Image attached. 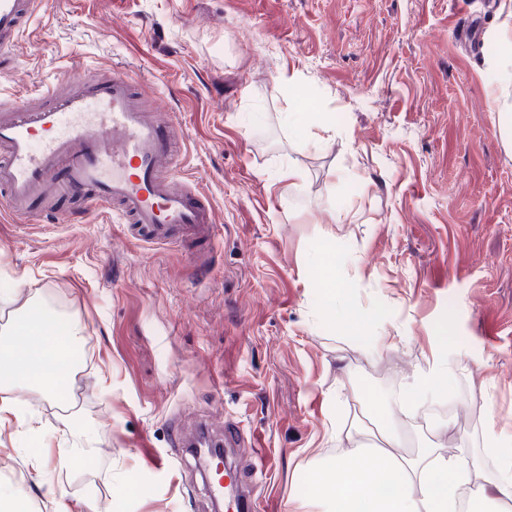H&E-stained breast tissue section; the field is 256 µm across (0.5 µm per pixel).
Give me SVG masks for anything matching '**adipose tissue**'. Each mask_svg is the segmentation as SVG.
Wrapping results in <instances>:
<instances>
[{"label": "adipose tissue", "mask_w": 512, "mask_h": 512, "mask_svg": "<svg viewBox=\"0 0 512 512\" xmlns=\"http://www.w3.org/2000/svg\"><path fill=\"white\" fill-rule=\"evenodd\" d=\"M505 19L489 31L490 41L500 50L488 61L487 79L497 90V123L507 146L512 147V0ZM87 328L74 315L61 316L37 297H29L10 327L0 330V429L13 422L34 431L36 418L27 412L13 390L20 385L35 388L55 399L70 391L74 373L70 356L86 340ZM450 336L440 339L430 369L418 374L405 402L435 394L442 380L454 371L443 349ZM392 402L378 409L387 417L384 443L375 448L357 444L349 452L325 455L313 451L307 463L309 474L288 497L296 512H512V454L502 453L499 437L489 433L486 453L495 458L493 474H485L467 448L444 453L435 445L408 453L401 434L392 424ZM41 450L34 466L45 473L42 486L54 502V512H81V504L69 502L59 490L47 466H76V454L58 452L48 463L43 447L49 436H41Z\"/></svg>", "instance_id": "obj_1"}]
</instances>
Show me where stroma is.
I'll return each mask as SVG.
<instances>
[{"label":"stroma","instance_id":"obj_1","mask_svg":"<svg viewBox=\"0 0 512 512\" xmlns=\"http://www.w3.org/2000/svg\"><path fill=\"white\" fill-rule=\"evenodd\" d=\"M503 0H46L0 68V96L122 66L181 126L174 177L214 205L204 277L187 248L147 244L98 211L16 224L0 193V299L42 293L87 326L76 406L96 433L55 481L96 512H213L172 424L231 417L266 480L260 512H289L311 449L352 448L355 425L428 369L442 330L455 373L439 399L398 413L409 444L452 425L483 451L512 442V148L485 79L498 48L463 28ZM335 128L314 146L284 118L281 73ZM304 170L302 192L278 179ZM336 251L362 336L323 314L316 259ZM385 346L369 351L376 338ZM42 431L62 402L18 388ZM0 430V492L52 512L29 455ZM174 461L163 472L153 457Z\"/></svg>","mask_w":512,"mask_h":512}]
</instances>
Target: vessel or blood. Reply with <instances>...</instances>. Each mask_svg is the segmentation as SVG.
Returning a JSON list of instances; mask_svg holds the SVG:
<instances>
[{
  "label": "vessel or blood",
  "instance_id": "1",
  "mask_svg": "<svg viewBox=\"0 0 512 512\" xmlns=\"http://www.w3.org/2000/svg\"><path fill=\"white\" fill-rule=\"evenodd\" d=\"M42 0H0V58L8 55ZM135 77L118 67L73 80L42 105L0 103V188L16 222L44 215L73 220L63 197L83 211L112 210L136 238L215 250L213 208L205 196L170 178L179 137L172 122L150 119L134 91ZM261 479L247 468L227 472L211 489L225 512H258Z\"/></svg>",
  "mask_w": 512,
  "mask_h": 512
}]
</instances>
